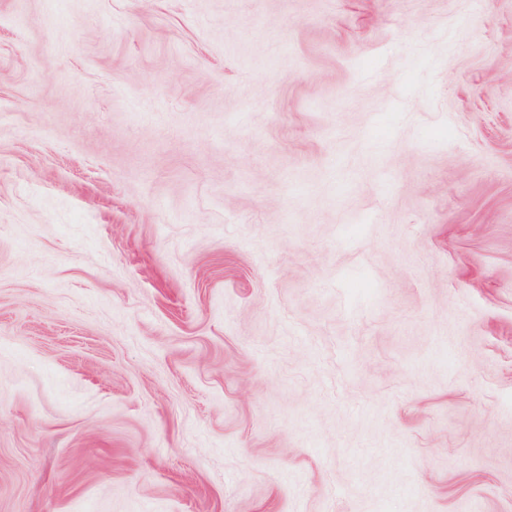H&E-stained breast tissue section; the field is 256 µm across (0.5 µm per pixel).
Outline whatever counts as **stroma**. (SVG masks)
<instances>
[{"label": "stroma", "instance_id": "1", "mask_svg": "<svg viewBox=\"0 0 512 512\" xmlns=\"http://www.w3.org/2000/svg\"><path fill=\"white\" fill-rule=\"evenodd\" d=\"M0 512H512V0H0Z\"/></svg>", "mask_w": 512, "mask_h": 512}]
</instances>
